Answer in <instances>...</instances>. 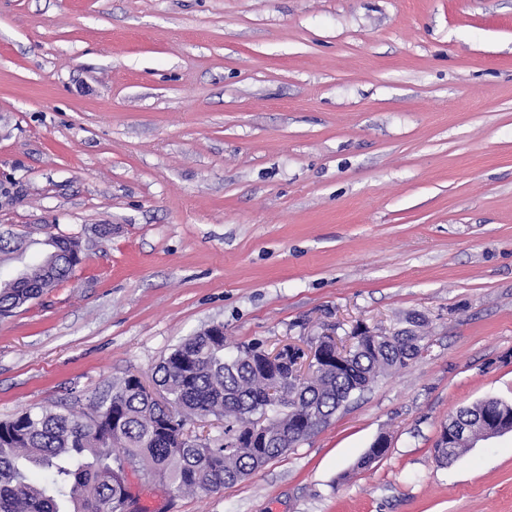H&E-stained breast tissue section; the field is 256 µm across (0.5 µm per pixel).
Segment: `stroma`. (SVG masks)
Returning <instances> with one entry per match:
<instances>
[{
  "label": "stroma",
  "mask_w": 512,
  "mask_h": 512,
  "mask_svg": "<svg viewBox=\"0 0 512 512\" xmlns=\"http://www.w3.org/2000/svg\"><path fill=\"white\" fill-rule=\"evenodd\" d=\"M1 225L84 260L0 319V421L215 325L232 355L427 320L244 481L129 474L149 512H512V433L434 460L450 415L512 401V0H0Z\"/></svg>",
  "instance_id": "1"
}]
</instances>
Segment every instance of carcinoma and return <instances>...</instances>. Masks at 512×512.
<instances>
[{
    "label": "carcinoma",
    "instance_id": "cac0c4a2",
    "mask_svg": "<svg viewBox=\"0 0 512 512\" xmlns=\"http://www.w3.org/2000/svg\"><path fill=\"white\" fill-rule=\"evenodd\" d=\"M55 261L33 262L27 280L0 288V317L39 298L67 279L82 261L77 236L51 235ZM25 238L0 230V260L22 249ZM422 322L392 332L393 340L355 341L348 367L318 371L288 394L274 393L288 369L263 364L255 346L224 355V330L213 326L180 342L155 368L159 401L140 379L128 375L87 411L29 410L0 421V512H136L128 490L130 470L157 479L174 493H211L241 480L301 442L300 416L331 419L355 392L384 372L401 369L424 349ZM499 399L461 410L471 427L491 409L509 410ZM224 419V439H191L184 422Z\"/></svg>",
    "mask_w": 512,
    "mask_h": 512
}]
</instances>
